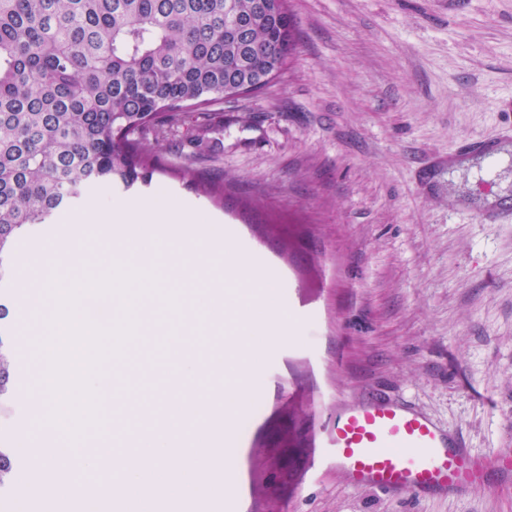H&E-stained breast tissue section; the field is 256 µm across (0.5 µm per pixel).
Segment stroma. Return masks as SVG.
I'll list each match as a JSON object with an SVG mask.
<instances>
[{
    "mask_svg": "<svg viewBox=\"0 0 512 512\" xmlns=\"http://www.w3.org/2000/svg\"><path fill=\"white\" fill-rule=\"evenodd\" d=\"M293 46L262 91L218 102L195 144L180 131L151 190L235 225L283 276L294 332L262 351L255 394L225 452L250 483L243 512H512V490L416 501L315 482L311 442L337 399L411 401L490 456L512 448V221L486 199L466 139L512 155V0H288ZM224 188L215 202L175 172ZM68 213L21 240L67 242ZM51 263L6 265L15 320ZM137 411L177 384L163 339L115 361ZM479 217L481 221L486 224H500L502 221L512 218V202L510 208L508 201L493 198L491 202L480 211Z\"/></svg>",
    "mask_w": 512,
    "mask_h": 512,
    "instance_id": "1",
    "label": "stroma"
}]
</instances>
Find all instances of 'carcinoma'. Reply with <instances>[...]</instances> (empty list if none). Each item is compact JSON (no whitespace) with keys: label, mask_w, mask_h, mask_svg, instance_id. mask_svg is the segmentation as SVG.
I'll return each instance as SVG.
<instances>
[{"label":"carcinoma","mask_w":512,"mask_h":512,"mask_svg":"<svg viewBox=\"0 0 512 512\" xmlns=\"http://www.w3.org/2000/svg\"><path fill=\"white\" fill-rule=\"evenodd\" d=\"M0 0V252L91 188L148 184L166 135L270 84L286 0ZM202 193L224 189L178 171Z\"/></svg>","instance_id":"carcinoma-1"}]
</instances>
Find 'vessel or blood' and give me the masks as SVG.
Listing matches in <instances>:
<instances>
[{
    "label": "vessel or blood",
    "mask_w": 512,
    "mask_h": 512,
    "mask_svg": "<svg viewBox=\"0 0 512 512\" xmlns=\"http://www.w3.org/2000/svg\"><path fill=\"white\" fill-rule=\"evenodd\" d=\"M479 216L498 224L512 218V204L492 199ZM100 476L112 470L108 441L92 445ZM320 468L341 472L357 488L417 500L459 493L470 486H512V452L474 456L460 434L440 426L408 401L382 394L345 400L318 436Z\"/></svg>",
    "instance_id": "vessel-or-blood-1"
}]
</instances>
